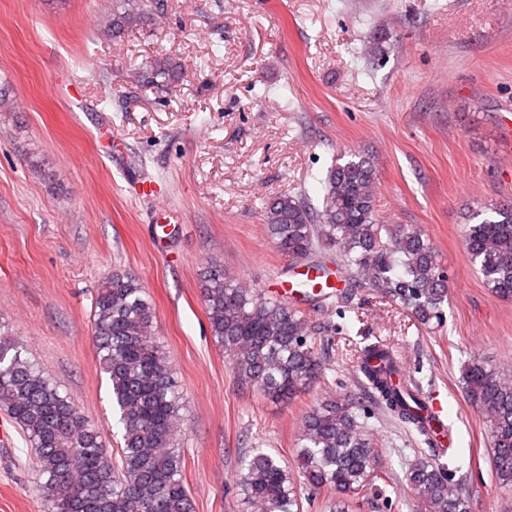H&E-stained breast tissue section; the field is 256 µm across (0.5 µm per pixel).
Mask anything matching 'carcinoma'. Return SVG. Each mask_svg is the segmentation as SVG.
Segmentation results:
<instances>
[{"label":"carcinoma","instance_id":"cac0c4a2","mask_svg":"<svg viewBox=\"0 0 512 512\" xmlns=\"http://www.w3.org/2000/svg\"><path fill=\"white\" fill-rule=\"evenodd\" d=\"M147 8L136 0H115L104 33L122 37L143 21ZM181 75L179 65L157 59L138 78L164 87ZM376 188L374 165L353 153L329 170L321 208L299 195L281 194L266 203L264 221L281 254L299 260L317 247H332L351 287L367 288L417 324L437 328L448 303L441 256L421 231L378 223ZM463 239L487 288L512 299V201L473 212ZM201 282L212 336L224 346L239 382L288 399L319 379L335 341L315 340L306 314L243 286L217 264L204 270ZM154 318L136 279L115 272L97 288L93 333L123 424L117 461L98 427L23 356L12 332L0 328V411L33 449L48 512H194L177 442L182 396L155 336ZM356 358L372 393L429 448L430 455L415 460L406 474L413 498L425 512H470L468 498L437 463L444 450L419 389L395 379L393 348L370 344ZM462 380L472 404L487 417L495 478L512 491V372L474 358ZM358 405L345 394L305 415L296 473L282 457L257 451L241 481L251 512H301V483L334 496L367 488L375 478L376 451L358 421Z\"/></svg>","mask_w":512,"mask_h":512}]
</instances>
